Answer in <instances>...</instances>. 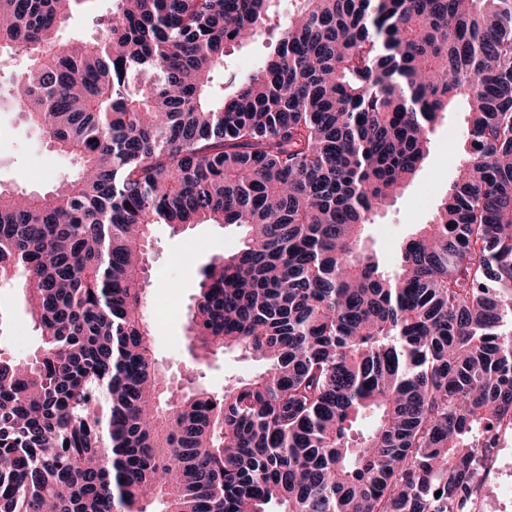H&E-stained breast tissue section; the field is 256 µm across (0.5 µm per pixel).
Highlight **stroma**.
Returning a JSON list of instances; mask_svg holds the SVG:
<instances>
[{
  "label": "stroma",
  "instance_id": "1",
  "mask_svg": "<svg viewBox=\"0 0 512 512\" xmlns=\"http://www.w3.org/2000/svg\"><path fill=\"white\" fill-rule=\"evenodd\" d=\"M466 117L467 106L461 102L436 124L430 153L421 169L395 204L372 224L368 243L384 265H394L399 242L417 225L429 222L448 184L456 179L466 156L462 140ZM76 168V160L60 153L22 113L10 104L0 105V184L48 192L64 174L75 172ZM240 240L241 231L235 227L196 224L176 233L169 225H154L147 296L152 302L165 299L168 314L153 321L152 349L157 362L170 373L182 371L191 358L186 325L201 268L213 256L232 253ZM0 299L9 304L8 316L0 324V351L18 356L34 352L40 338L21 289L0 291ZM260 370V363L229 351L202 366L200 383L220 393Z\"/></svg>",
  "mask_w": 512,
  "mask_h": 512
}]
</instances>
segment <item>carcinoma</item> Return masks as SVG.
I'll return each instance as SVG.
<instances>
[{"label":"carcinoma","instance_id":"carcinoma-1","mask_svg":"<svg viewBox=\"0 0 512 512\" xmlns=\"http://www.w3.org/2000/svg\"><path fill=\"white\" fill-rule=\"evenodd\" d=\"M74 2L0 0L10 97L81 164L0 186L41 336L0 356V512H457L512 411V0H112L62 44ZM459 99L465 163L390 271L366 230ZM202 223L242 238L190 344L266 365L222 393L171 385L146 315L151 226ZM271 50V44L264 38H256L244 46H228L224 55V69L227 73L249 74L257 69Z\"/></svg>","mask_w":512,"mask_h":512}]
</instances>
